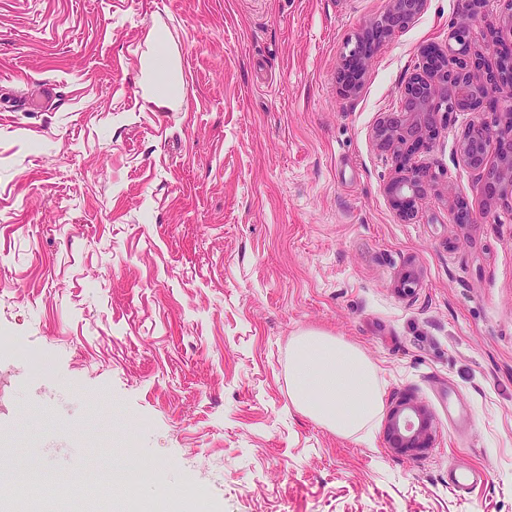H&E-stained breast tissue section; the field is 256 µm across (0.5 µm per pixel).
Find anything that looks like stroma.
<instances>
[{"label":"stroma","instance_id":"stroma-1","mask_svg":"<svg viewBox=\"0 0 512 512\" xmlns=\"http://www.w3.org/2000/svg\"><path fill=\"white\" fill-rule=\"evenodd\" d=\"M387 8L0 0V371L30 374L36 354L51 376L0 410V470L125 460L157 512L188 488L205 512H512V210L488 207L459 155L472 113L412 152L374 141L452 27L494 63L504 3L466 20L459 0H427L345 94L342 57ZM158 27L175 109L141 85ZM411 166L435 181L404 218L389 186ZM305 332L378 367L369 436L292 405L288 342ZM401 402L428 410L430 447L388 446ZM462 464L488 483L451 491ZM42 497L139 512L119 487Z\"/></svg>","mask_w":512,"mask_h":512}]
</instances>
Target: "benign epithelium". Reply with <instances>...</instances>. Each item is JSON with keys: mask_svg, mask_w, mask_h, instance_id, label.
<instances>
[{"mask_svg": "<svg viewBox=\"0 0 512 512\" xmlns=\"http://www.w3.org/2000/svg\"><path fill=\"white\" fill-rule=\"evenodd\" d=\"M427 0H390V7L375 20L369 34L386 39L410 24L425 8ZM500 58L496 72L480 76V65L472 53L468 29L455 27L449 34L448 51L435 48L424 51V62L401 87L400 109L384 116L377 124L374 137L379 148L400 153L404 148L424 146L439 115L451 112H475L464 130L459 153L480 179L488 205H512V104L502 108L495 96L497 84H512V39L506 41L498 32H490ZM367 53L358 41L340 65L343 90L356 92L364 71ZM495 145L496 159L488 160V147ZM433 175L420 168H410L390 185L404 208L422 194ZM389 447L420 450L430 447L431 425L426 410L418 404H403L391 410L386 422Z\"/></svg>", "mask_w": 512, "mask_h": 512, "instance_id": "1", "label": "benign epithelium"}]
</instances>
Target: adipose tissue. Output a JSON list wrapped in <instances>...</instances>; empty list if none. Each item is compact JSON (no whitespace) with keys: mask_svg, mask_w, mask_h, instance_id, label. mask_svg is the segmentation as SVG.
<instances>
[{"mask_svg":"<svg viewBox=\"0 0 512 512\" xmlns=\"http://www.w3.org/2000/svg\"><path fill=\"white\" fill-rule=\"evenodd\" d=\"M170 55L165 33L156 32L148 94L151 100L177 105L183 91L169 67ZM288 389L298 411L344 438L369 432L383 404L374 363L342 338L317 332L290 340Z\"/></svg>","mask_w":512,"mask_h":512,"instance_id":"ef3b65f1","label":"adipose tissue"}]
</instances>
